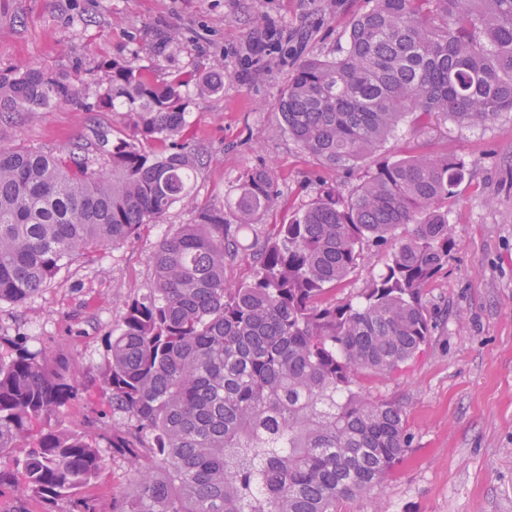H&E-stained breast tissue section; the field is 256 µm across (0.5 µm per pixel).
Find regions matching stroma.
Returning <instances> with one entry per match:
<instances>
[{
	"instance_id": "1",
	"label": "stroma",
	"mask_w": 512,
	"mask_h": 512,
	"mask_svg": "<svg viewBox=\"0 0 512 512\" xmlns=\"http://www.w3.org/2000/svg\"><path fill=\"white\" fill-rule=\"evenodd\" d=\"M373 0H0V74L34 64L79 77L81 101L0 123V144L58 150L98 135L127 137L117 113L87 111L107 86L108 65L129 62L157 81L190 76L213 64L224 90L200 99L187 91L189 139L208 164L188 205L138 237L92 249L23 304L0 302V334L25 336L33 348L79 352L91 386L52 415L68 431L112 428L101 393L109 363L104 342L123 302L149 287L148 262L171 229L198 210L230 199L241 175L271 166L277 206L256 216L263 231L288 222L325 188L349 196L371 161L346 171L324 166L283 128L280 98L306 58L336 57L352 22ZM448 152L466 163L448 204L457 245L423 292L434 321L428 343L386 378L363 383L374 399L406 412L412 443L374 498L344 502L339 512H512V112L469 127L451 118L405 119L379 155L399 159ZM102 480L85 489L105 512L132 481L107 440Z\"/></svg>"
}]
</instances>
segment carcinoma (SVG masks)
I'll return each mask as SVG.
<instances>
[{
  "instance_id": "carcinoma-1",
  "label": "carcinoma",
  "mask_w": 512,
  "mask_h": 512,
  "mask_svg": "<svg viewBox=\"0 0 512 512\" xmlns=\"http://www.w3.org/2000/svg\"><path fill=\"white\" fill-rule=\"evenodd\" d=\"M97 107L130 134L59 152L0 146V301L23 304L91 248L115 246L191 197L203 158L177 76L157 82L114 62ZM224 91L222 68L195 79ZM67 76L0 75V118L74 102ZM512 112V0H374L331 60L305 59L281 100L284 130L330 168L374 156L410 115L484 126ZM466 165L448 154L381 160L343 197L324 189L258 237L278 195L250 169L225 205L198 211L149 255L153 279L107 339L112 456L133 472L109 512H337L382 485L411 445L401 407L357 388L411 361L431 336L423 291L448 263V199ZM386 251L358 300L329 292L364 247ZM254 250L251 275L227 262ZM0 485L95 512L82 496L107 466L87 433L50 416L80 387L79 359L0 336ZM26 453L7 458L17 442Z\"/></svg>"
}]
</instances>
